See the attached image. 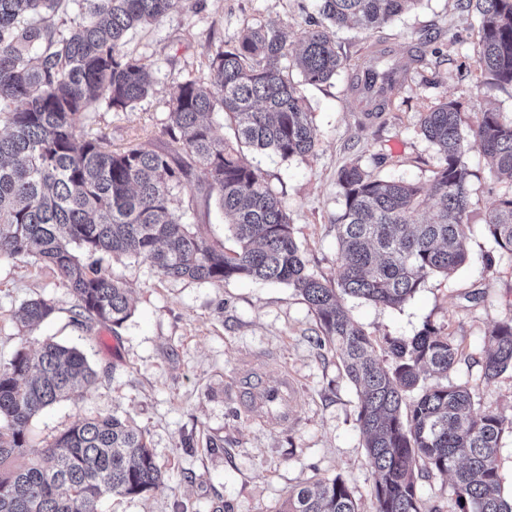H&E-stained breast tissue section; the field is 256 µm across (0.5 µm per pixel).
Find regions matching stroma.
I'll return each mask as SVG.
<instances>
[{"label":"stroma","instance_id":"obj_1","mask_svg":"<svg viewBox=\"0 0 512 512\" xmlns=\"http://www.w3.org/2000/svg\"><path fill=\"white\" fill-rule=\"evenodd\" d=\"M317 15L318 0H179L158 21L126 35V52L152 70L151 94L126 112L87 110L83 129L116 150L160 147V129L180 84L207 75L218 47L257 25L279 28L297 42ZM428 34L434 41L424 62L410 70L387 112L363 111L349 88L350 70H342L304 88L318 131L315 150L261 159L266 181L288 208L294 239L321 280L337 282L341 272L336 222L344 208L338 173L345 165L356 160L376 177L426 188L440 155L420 131L424 112L455 100L465 127L485 110L512 121V90L481 73L473 52L477 15L458 0H420L375 28L334 29L333 39L341 56L368 67L370 45L402 55ZM463 161L469 172L465 262L450 275L430 276L401 306L354 297L344 304L385 363L388 339L436 328L459 349L449 384L467 387L477 412L512 419V370L489 380L482 369L488 332L512 319V254L499 250L485 228L494 201L511 187L491 174L478 146H470ZM207 192L205 172L193 168L180 190L182 199L194 202L190 222L225 251L237 249ZM101 271L124 282L134 306L113 329L74 324L75 298L49 267L0 258V365L17 349L51 339L82 349L98 372L82 397L55 403L32 419V444H49L76 419L113 414L146 432L165 471L158 489L112 498L101 512H281L291 491L335 476L346 481L361 512H373L357 390L335 348L318 343V320L295 288L246 278L220 286L169 279L148 262L126 257L105 259ZM37 297L50 299L55 312L37 327H23L20 308ZM282 372L297 386L287 423L273 426L263 410L239 407V381L271 380ZM417 489L424 512H459L449 477L420 471Z\"/></svg>","mask_w":512,"mask_h":512}]
</instances>
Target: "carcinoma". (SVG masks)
Returning a JSON list of instances; mask_svg holds the SVG:
<instances>
[{"label":"carcinoma","instance_id":"carcinoma-1","mask_svg":"<svg viewBox=\"0 0 512 512\" xmlns=\"http://www.w3.org/2000/svg\"><path fill=\"white\" fill-rule=\"evenodd\" d=\"M72 2L81 21L64 33L54 17L66 11L67 0H0V258L51 267L76 299L77 325L120 326L131 316L123 283L99 270L105 256L142 259L170 279L288 284L314 311L318 341L336 348L358 391L374 512H423L421 465L452 476L460 512H512V501L500 495L498 457L512 420L476 413L468 389L443 384L458 355L451 339L429 325L394 338L388 367L342 304L348 295L398 307L432 274L448 275L464 262L463 157L477 144L496 177L512 185V122L482 112L469 142L456 102L424 113L422 133L441 155L427 193L415 183L377 178L357 160L342 168L336 288L310 272L282 199L261 168L240 157L243 144L283 160L315 150L318 133L301 86L326 83L346 68L322 22L369 29L420 0H320V19L295 48L278 30L244 29L211 57L208 77L181 83L160 131L163 147L118 152L84 132V111L102 105L125 112L151 93L150 67L124 52L125 37L168 14L178 0ZM466 7L479 17L478 67L497 86L512 87V0H466ZM405 68L404 59L379 51L365 77L353 73V90L368 111H386ZM290 69L301 81L287 77ZM217 111L234 124L236 145L209 120ZM188 157L202 166L210 193L230 218L238 243L231 254L187 221L193 202H182L179 192ZM486 230L512 253V189L494 203ZM54 312L53 302L39 297L24 304L22 320L36 326ZM509 367L512 320L489 333L484 377L492 380ZM425 372L433 382L425 383ZM95 381L83 351L50 339L17 350L0 367V512H99L106 498L140 496L162 483L145 432L115 416L79 418L52 444L31 445L30 420L61 399L81 397ZM415 390L409 413H402ZM282 512L360 510L336 476L291 493Z\"/></svg>","mask_w":512,"mask_h":512}]
</instances>
